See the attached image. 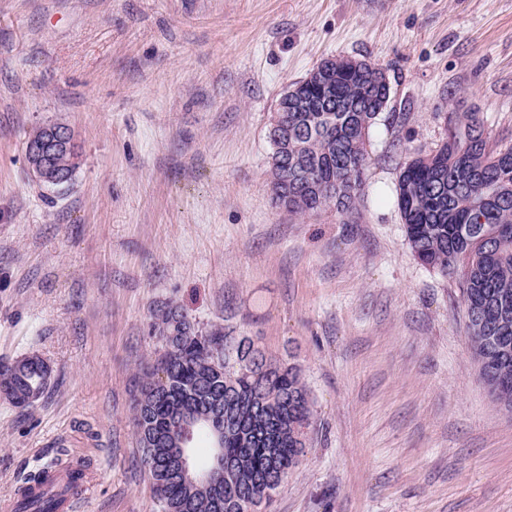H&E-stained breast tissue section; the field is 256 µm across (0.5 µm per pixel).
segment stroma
Here are the masks:
<instances>
[{
  "label": "stroma",
  "mask_w": 512,
  "mask_h": 512,
  "mask_svg": "<svg viewBox=\"0 0 512 512\" xmlns=\"http://www.w3.org/2000/svg\"><path fill=\"white\" fill-rule=\"evenodd\" d=\"M380 64L358 210L294 216L269 191L277 101L322 59ZM452 112L512 144V0H0V362L52 369L0 399V503L85 461L82 512H157L132 424L157 306L295 355L316 410L264 512H512V413L468 344L461 274L413 257L394 202L406 152ZM81 148L64 186L36 126ZM50 377L51 368L39 357L26 355L12 362L0 363V395L14 407L30 408L33 405L29 403L38 399L36 393L30 392L40 391L43 394Z\"/></svg>",
  "instance_id": "1"
}]
</instances>
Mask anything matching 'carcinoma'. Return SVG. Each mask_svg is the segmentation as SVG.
<instances>
[{
	"instance_id": "carcinoma-1",
	"label": "carcinoma",
	"mask_w": 512,
	"mask_h": 512,
	"mask_svg": "<svg viewBox=\"0 0 512 512\" xmlns=\"http://www.w3.org/2000/svg\"><path fill=\"white\" fill-rule=\"evenodd\" d=\"M378 64L354 68L336 59V83L328 92L308 81L298 98L281 96L280 138L269 137V187L290 214L314 215L331 206L356 210L369 165L370 132L390 99L387 83H373ZM448 136L429 152L415 150L401 164L394 192L407 244L422 264L446 276L463 269V301L471 352L494 401L512 409V146L491 149L475 112H453ZM80 152H60L54 167L64 183L78 168ZM149 335L159 348L140 368L133 425L141 462L161 512H249L248 498L267 489L265 502L304 456L314 403L295 364L266 354L248 336L206 328L180 306L165 303L152 315ZM163 363L169 382L153 383ZM51 368L39 357L0 363V395L17 408L46 390ZM217 410L224 435L205 420L192 434L220 447L228 468L220 489L202 471L187 483L171 455L174 417ZM16 512H54L52 491L24 497Z\"/></svg>"
}]
</instances>
